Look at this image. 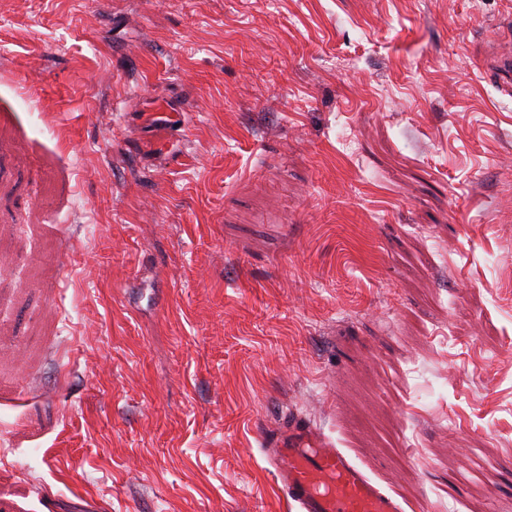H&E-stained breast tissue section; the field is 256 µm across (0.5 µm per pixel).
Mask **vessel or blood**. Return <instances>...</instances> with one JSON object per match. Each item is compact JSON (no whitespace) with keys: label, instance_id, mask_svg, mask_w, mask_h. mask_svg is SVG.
Wrapping results in <instances>:
<instances>
[{"label":"vessel or blood","instance_id":"1","mask_svg":"<svg viewBox=\"0 0 512 512\" xmlns=\"http://www.w3.org/2000/svg\"><path fill=\"white\" fill-rule=\"evenodd\" d=\"M483 72L503 94L512 93V43ZM273 476L300 512H403L397 498L345 452L298 421L265 443Z\"/></svg>","mask_w":512,"mask_h":512}]
</instances>
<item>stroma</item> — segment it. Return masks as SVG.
Returning <instances> with one entry per match:
<instances>
[{
    "label": "stroma",
    "mask_w": 512,
    "mask_h": 512,
    "mask_svg": "<svg viewBox=\"0 0 512 512\" xmlns=\"http://www.w3.org/2000/svg\"><path fill=\"white\" fill-rule=\"evenodd\" d=\"M512 0H0V512H297L301 420L512 512ZM501 50L493 60L487 64L483 72L486 78L493 82L499 90L509 95L512 88V51L510 35L503 38Z\"/></svg>",
    "instance_id": "obj_1"
}]
</instances>
